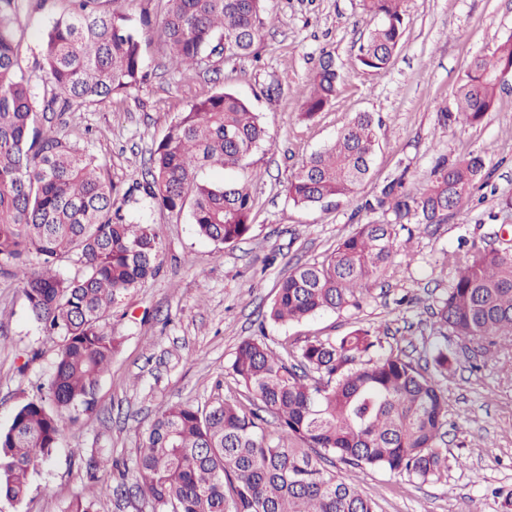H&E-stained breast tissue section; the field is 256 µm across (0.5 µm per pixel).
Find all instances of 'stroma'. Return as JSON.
<instances>
[{
    "mask_svg": "<svg viewBox=\"0 0 512 512\" xmlns=\"http://www.w3.org/2000/svg\"><path fill=\"white\" fill-rule=\"evenodd\" d=\"M405 33L385 73L362 70L354 44L372 22L362 0H264L274 20L257 58L211 59L192 69L172 65L158 35L145 48L149 76L127 93L86 103L55 117L60 134L83 143L121 196L123 210L142 216L162 248L158 275L112 310L121 340L97 392V410L65 424L53 455L38 462L27 497L0 499V512H66L87 494L80 466L92 443L110 448L127 472L125 486L101 496L98 512H152L127 468L158 413L176 403L203 405L241 390L228 374L244 339L264 335L301 345L311 336H339L364 327L393 348L423 361L447 343L457 363L438 383L448 399L439 443L453 465L439 483L422 484L381 470L356 479L379 512H504L512 496V356L478 361L456 336L441 339L432 313L456 275L452 256L470 247H512V79L485 118L441 127L472 57L491 52L512 34V0H405ZM69 9L68 0H22L25 31L20 65L36 99L49 94L41 68L46 34ZM342 74L338 92L315 118L300 116L303 95L323 52ZM224 90L246 100L266 128V141L244 170L203 171L222 183L245 178L255 196L254 228L244 240L215 245L199 236L188 215L150 205L138 191L150 153L171 120L196 101ZM359 112L381 122L372 175L359 192L378 191L399 168L406 188L420 194L437 157H486L470 202L442 223L407 233L389 267L358 310L322 312L301 322L263 317L285 272L319 259L360 224H383L382 213L344 203L326 210L295 206L287 185L302 161L329 145ZM59 340L27 313L21 283L0 275V427L37 394L52 371Z\"/></svg>",
    "mask_w": 512,
    "mask_h": 512,
    "instance_id": "stroma-1",
    "label": "stroma"
}]
</instances>
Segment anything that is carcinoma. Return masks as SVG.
<instances>
[{
	"label": "carcinoma",
	"instance_id": "obj_1",
	"mask_svg": "<svg viewBox=\"0 0 512 512\" xmlns=\"http://www.w3.org/2000/svg\"><path fill=\"white\" fill-rule=\"evenodd\" d=\"M17 0H0V274L23 284L28 311L60 339L47 397L20 406L0 429V497L22 501L35 463L62 437L64 415L95 408L118 349L107 320L112 307L160 270L150 225L122 212L112 181L78 142L50 122L87 101L135 88L144 77L147 18L135 20L127 0H71L72 11L47 34L44 67L52 92L35 109L19 64ZM373 21L359 41L358 66L380 74L392 65L404 33L403 0H363ZM273 25L262 0H166L159 28L170 60L194 67L211 57L255 53ZM512 66V35L470 63L444 125L476 124L492 109ZM341 75L325 56L312 76L301 115L313 119L336 96ZM266 139L259 115L221 91L178 114L151 154L144 190L153 205L188 213L197 233L218 245L251 234L255 198L248 183L199 178L211 167L233 171ZM379 148L376 123L358 113L327 148L312 153L288 182L296 206L327 209L349 202L369 178ZM485 168L480 154L453 163L439 157L426 189H406L408 169L395 174L359 209L392 216L361 224L323 260L290 268L268 317L301 321L325 310L359 309L371 282L390 264L398 229L439 224L461 210ZM38 258L41 269L29 268ZM74 271L66 274L60 265ZM435 330L478 344L482 354L512 351V250L475 249L438 301ZM457 358L437 345L434 374ZM251 408L232 399L207 408L163 409L145 432L133 462L138 489L153 512H377L350 475L329 469L331 456L353 469H378L422 483L448 472L436 447L448 401L433 374L402 351L386 348L363 327L341 336H312L296 348L264 336L243 340L231 363ZM104 448L85 450L88 482L108 468ZM67 512H96V500L74 497Z\"/></svg>",
	"mask_w": 512,
	"mask_h": 512
}]
</instances>
